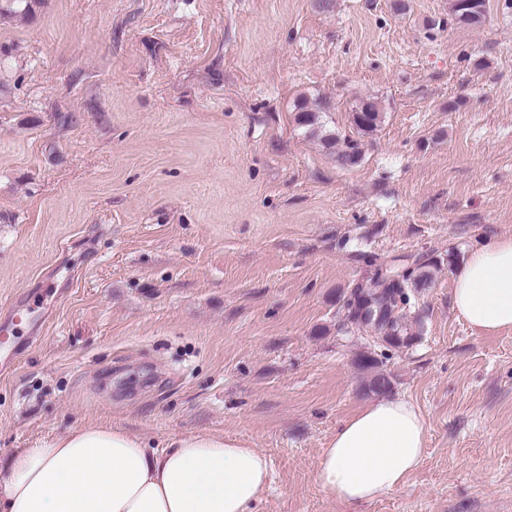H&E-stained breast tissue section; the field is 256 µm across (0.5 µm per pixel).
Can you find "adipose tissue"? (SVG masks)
<instances>
[{"label":"adipose tissue","mask_w":512,"mask_h":512,"mask_svg":"<svg viewBox=\"0 0 512 512\" xmlns=\"http://www.w3.org/2000/svg\"><path fill=\"white\" fill-rule=\"evenodd\" d=\"M452 306L477 330H512V237L473 249L455 276ZM425 419L410 401L381 397L342 421L324 448L317 482L356 506L401 487L420 466ZM270 462L214 434L148 447L103 424L29 448L0 479V512H254Z\"/></svg>","instance_id":"obj_1"}]
</instances>
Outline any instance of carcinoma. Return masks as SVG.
I'll use <instances>...</instances> for the list:
<instances>
[{"label": "carcinoma", "instance_id": "obj_1", "mask_svg": "<svg viewBox=\"0 0 512 512\" xmlns=\"http://www.w3.org/2000/svg\"><path fill=\"white\" fill-rule=\"evenodd\" d=\"M489 9V0H452L451 3L452 16L458 22L474 28L483 26ZM360 104L366 106L367 111L352 110L351 123L356 133L354 137L345 135L339 138L334 134L325 133L319 111L309 108L305 103L296 106V122L309 136L320 139L327 148L333 150L339 166L353 167L362 159L358 137L376 131L383 123V112L376 101L368 98L361 100ZM434 268L436 264L430 260H419L413 267H377L372 276L366 279V283L372 288L383 289L384 299L387 301L384 317L370 320L366 314L359 316L350 312L352 300H357L360 305L369 301L365 291L356 284L340 295L343 325L370 327L391 346L411 344L418 339L419 333L413 330L406 319L404 309L415 292L430 286Z\"/></svg>", "mask_w": 512, "mask_h": 512}]
</instances>
